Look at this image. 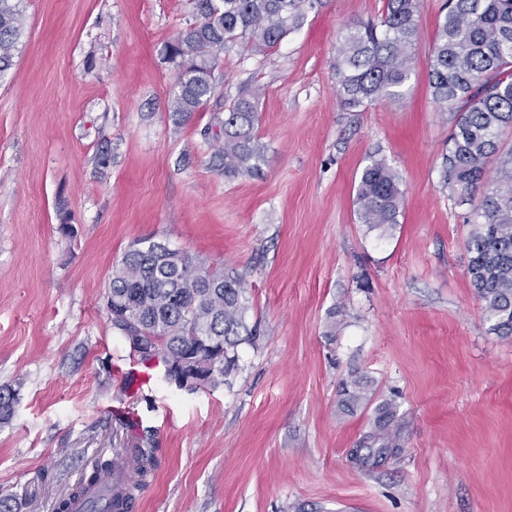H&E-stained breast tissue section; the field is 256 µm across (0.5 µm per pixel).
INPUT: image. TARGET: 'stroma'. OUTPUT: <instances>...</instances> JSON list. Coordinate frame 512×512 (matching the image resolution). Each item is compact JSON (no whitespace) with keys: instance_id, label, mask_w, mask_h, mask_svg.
Here are the masks:
<instances>
[{"instance_id":"1","label":"stroma","mask_w":512,"mask_h":512,"mask_svg":"<svg viewBox=\"0 0 512 512\" xmlns=\"http://www.w3.org/2000/svg\"><path fill=\"white\" fill-rule=\"evenodd\" d=\"M444 2L420 0L401 101L340 107L336 48L384 0H321L274 48L226 51L220 94L178 129L165 44L191 0H24V43L0 75V387L17 396L0 496L13 512H57L123 448L155 457L137 512H512V339L490 331L471 285V207L440 183L454 122L428 70ZM247 87L262 90L265 160L229 179L202 132ZM373 156L404 190L384 238L354 206ZM145 238L244 279L257 338L223 386L114 377L130 349L104 294ZM353 373L373 404L346 413ZM391 396L405 448L359 465L351 451ZM117 399L137 422L112 417ZM118 464H119V459L118 458H116V459L107 458V459H102V460L97 461L95 463L92 471L85 478L83 483L75 486L71 490L69 495L67 497L63 498L59 502L57 511L58 512H68V510H67V506H68L67 500H68L69 497L80 495L83 492L84 487H85L86 484L96 483L101 477H103V476H105L107 474L112 473L114 471V469L118 466Z\"/></svg>"}]
</instances>
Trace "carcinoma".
Returning <instances> with one entry per match:
<instances>
[{"instance_id": "cac0c4a2", "label": "carcinoma", "mask_w": 512, "mask_h": 512, "mask_svg": "<svg viewBox=\"0 0 512 512\" xmlns=\"http://www.w3.org/2000/svg\"><path fill=\"white\" fill-rule=\"evenodd\" d=\"M193 22L166 43L169 58L178 61L169 111L175 127L206 107L220 88L215 72L224 51L242 41L258 49L275 47L304 18V3L313 0H192ZM419 0H385L376 22L350 28L337 49V96L342 109L359 111L378 101L404 95L412 72L418 34ZM24 35L20 0H0V74L13 65ZM433 102L454 118L443 158L442 187L468 202L472 230L466 240L468 272L483 303L491 330L512 336V150L500 156V140L512 131V0H448L439 17L428 71ZM260 89L239 93L205 137L217 143L216 169L226 178L253 174L264 161L255 132ZM499 157L498 185L482 188L488 166ZM402 179L383 159L370 158L359 176L355 204L360 223L383 238L399 224L404 204ZM112 325L123 338L140 336L158 348L164 363L182 359L201 362L209 378L206 388L227 381L237 366V349L255 340L245 322L248 306L242 279L222 266H205L187 252L142 239L133 243L112 272L105 293ZM347 411L370 401L368 380L353 376L343 382ZM369 458L373 452H402V421L395 399L375 407L370 431L357 443ZM142 477L154 466L152 458L131 449ZM119 459L95 463L83 483L97 482L118 466ZM131 492L113 497L112 512H133Z\"/></svg>"}]
</instances>
